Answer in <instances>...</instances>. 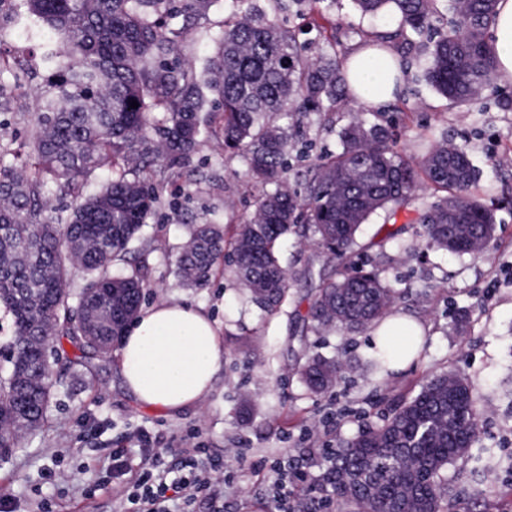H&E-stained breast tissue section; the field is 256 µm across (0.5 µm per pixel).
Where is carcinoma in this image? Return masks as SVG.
<instances>
[{
  "mask_svg": "<svg viewBox=\"0 0 512 512\" xmlns=\"http://www.w3.org/2000/svg\"><path fill=\"white\" fill-rule=\"evenodd\" d=\"M33 53L45 72L33 153L17 170V155L0 148V306L13 334L0 346V442L17 444L22 428L41 427L56 387L51 369L84 367L120 340L142 304L148 283L138 275H112L143 236L161 199L155 162L181 178L201 145L215 141L240 157L256 190L257 210L224 241L216 224L190 226L175 274L202 288L218 260L264 312L288 298L290 276L278 245L296 235L312 256L335 262L336 277L322 278L307 320L318 329L360 332L383 318L394 285L377 268L350 261L362 226L381 210L409 204L415 167L443 193L422 214L425 246L472 252L495 232L492 212L469 193L477 172L464 148L443 139L420 162L396 151L386 127L349 121L339 131L341 150L318 166L300 194L288 187V128L276 117L339 110L346 87L336 54L302 51L280 16L293 13L325 29L315 11L323 0H276L269 15L243 9L224 18V32L200 77L183 64V34L215 0H23ZM458 20L434 24L436 0H354L370 15L394 13L399 27L377 41L412 35L427 40V82L454 103L471 102L494 77L485 31L497 0H449ZM15 62L0 55V112L11 110L7 90ZM137 102L138 107H130ZM139 163L129 180L121 166ZM112 176L94 192L89 178L106 166ZM72 198L65 223L49 216L48 195ZM85 273L77 291L67 288L70 267ZM73 355H68L64 344ZM295 369L315 393L329 390L344 367L312 353L300 340ZM479 412L469 381L436 374L397 403L378 426L341 440L322 474L326 499L353 512H450L443 472L478 436Z\"/></svg>",
  "mask_w": 512,
  "mask_h": 512,
  "instance_id": "carcinoma-1",
  "label": "carcinoma"
}]
</instances>
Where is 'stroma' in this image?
I'll use <instances>...</instances> for the list:
<instances>
[{
    "instance_id": "stroma-1",
    "label": "stroma",
    "mask_w": 512,
    "mask_h": 512,
    "mask_svg": "<svg viewBox=\"0 0 512 512\" xmlns=\"http://www.w3.org/2000/svg\"><path fill=\"white\" fill-rule=\"evenodd\" d=\"M234 0H216L206 16L182 39V56L202 69L224 30V15ZM336 25V51L345 56L366 35L394 29L393 16L362 15L352 0H338L330 13ZM404 86L382 110L357 104L343 94L334 122L313 113L292 128L290 172L306 171L326 155L339 152L338 132L352 117L389 125L397 149L422 158L441 137L465 146L479 178L476 197L496 218L493 238L481 253L454 255L419 248L412 254L368 250L353 255L355 263L385 269L396 280L401 296L395 311L424 329L420 355L405 368L379 375L370 364L367 332L343 336L334 331L307 332L302 318L304 296L314 293L320 275L332 265L315 263L305 271L311 253L289 239L284 261L297 274L292 287L297 300L273 313L248 302L233 275L218 270L203 289L184 288L175 277V261L193 224H236L255 209L246 187L242 159H226L213 145L194 156L191 167L204 177L185 186L164 181L161 203L146 233L149 251L131 252L113 274L140 273L150 288L144 300L179 301L204 308L221 326L224 365L203 402L178 417L138 406L126 390L117 354L96 361L91 374H64V385L53 397L47 420L34 432L22 433L17 448L0 460V495L19 499L22 512H119L111 491L88 498L83 484L101 471L114 449L131 445L134 430L149 431L156 447L202 448L224 467V512H267L276 471L286 472L298 500L319 504V512H336L325 504L319 480L327 467L321 451L337 439L380 423L386 405L382 394L406 398L417 394L431 376L453 371L472 384L481 409L478 438L467 453L449 464L445 478L454 512H512V83L500 80L466 105L451 103L425 80L428 51L424 45L405 56ZM41 79L23 70L12 89L11 111L0 112V144L26 152L28 135L38 117L37 89ZM418 200L396 216L380 213L361 230L367 243L379 225L400 228L401 238L414 239L420 215L433 200L430 189L418 186ZM312 352L339 356L346 364L331 391L311 393L294 364L298 335ZM315 449L307 479L293 474L305 449ZM59 458L62 476L47 479L45 467Z\"/></svg>"
}]
</instances>
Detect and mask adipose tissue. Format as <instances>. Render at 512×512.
<instances>
[{
    "label": "adipose tissue",
    "mask_w": 512,
    "mask_h": 512,
    "mask_svg": "<svg viewBox=\"0 0 512 512\" xmlns=\"http://www.w3.org/2000/svg\"><path fill=\"white\" fill-rule=\"evenodd\" d=\"M490 46L500 79L512 82V0H499ZM397 61L392 47L369 41L346 55L342 71L353 99L374 109L392 101L404 81ZM119 355L124 385L136 401L171 416L198 406L224 363L215 321L174 301L142 309L127 325Z\"/></svg>",
    "instance_id": "adipose-tissue-1"
}]
</instances>
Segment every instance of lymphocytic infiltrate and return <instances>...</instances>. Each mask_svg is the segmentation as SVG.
Here are the masks:
<instances>
[{
    "mask_svg": "<svg viewBox=\"0 0 512 512\" xmlns=\"http://www.w3.org/2000/svg\"><path fill=\"white\" fill-rule=\"evenodd\" d=\"M138 462L125 450L112 454V464L97 482L121 497V512H191L202 502L209 512H224V472L221 465L205 464L202 451L185 448L176 465H166L164 449L147 447L145 432H138Z\"/></svg>",
    "mask_w": 512,
    "mask_h": 512,
    "instance_id": "lymphocytic-infiltrate-1",
    "label": "lymphocytic infiltrate"
}]
</instances>
